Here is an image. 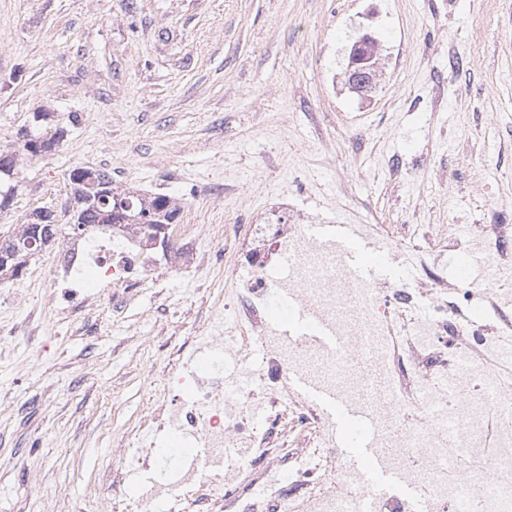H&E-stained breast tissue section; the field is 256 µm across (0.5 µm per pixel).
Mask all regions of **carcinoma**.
Listing matches in <instances>:
<instances>
[{"mask_svg":"<svg viewBox=\"0 0 512 512\" xmlns=\"http://www.w3.org/2000/svg\"><path fill=\"white\" fill-rule=\"evenodd\" d=\"M85 169L76 168L70 173L74 199L77 204L76 221L70 225L71 235L81 236L102 227V214L112 213V221L125 220L129 224H171L176 220L178 208L166 195L146 197L132 192L120 191L113 186L112 177L104 171L93 170L102 187L92 195H83L79 184ZM28 235V225H21L19 234L0 240V250L6 251L8 266L19 272L28 257L35 253L19 244Z\"/></svg>","mask_w":512,"mask_h":512,"instance_id":"1","label":"carcinoma"}]
</instances>
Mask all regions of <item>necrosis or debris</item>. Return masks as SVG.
<instances>
[{
	"mask_svg": "<svg viewBox=\"0 0 512 512\" xmlns=\"http://www.w3.org/2000/svg\"><path fill=\"white\" fill-rule=\"evenodd\" d=\"M268 207L280 218L194 251L198 267L221 262L233 277L223 319L205 317L191 331L208 375L189 395L173 369L155 387L145 423L123 436L121 466L161 476L139 494L115 495L116 512H340L367 494L345 471L326 416L291 383L300 371L371 416L378 447L420 487L424 512H512V224L476 225L469 246L487 254L494 278L467 286L448 272L454 225L364 224L415 251L419 280L413 290L369 288L308 235L288 197ZM62 250L52 283L82 281L91 269L120 298L157 266L180 264L174 248L122 222L107 241L70 237ZM475 296L497 322H467ZM284 297L328 321L343 345L280 336L271 313ZM167 433L193 455L156 457Z\"/></svg>",
	"mask_w": 512,
	"mask_h": 512,
	"instance_id": "obj_1",
	"label": "necrosis or debris"
}]
</instances>
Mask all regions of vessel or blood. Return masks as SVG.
Wrapping results in <instances>:
<instances>
[{"label":"vessel or blood","instance_id":"obj_1","mask_svg":"<svg viewBox=\"0 0 512 512\" xmlns=\"http://www.w3.org/2000/svg\"><path fill=\"white\" fill-rule=\"evenodd\" d=\"M308 233L335 247L347 270L360 284L368 286L388 277L392 266L383 246L371 241L356 224H312ZM279 332L301 337L322 346H337L341 336L326 322L304 314L293 303L282 302L273 313ZM297 388L328 417L336 433V450L350 473L377 492L404 486L411 504H418L420 492L403 483L399 472L390 468L376 446L372 424L360 407L337 394L294 376Z\"/></svg>","mask_w":512,"mask_h":512}]
</instances>
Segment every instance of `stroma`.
<instances>
[{"label": "stroma", "mask_w": 512, "mask_h": 512, "mask_svg": "<svg viewBox=\"0 0 512 512\" xmlns=\"http://www.w3.org/2000/svg\"><path fill=\"white\" fill-rule=\"evenodd\" d=\"M408 44L349 91L346 36ZM456 46L459 68L448 65ZM0 237L45 209L67 238L76 168L165 194L178 225L250 223L276 194L315 215L512 224V0H0ZM400 176L390 180V166ZM57 247L0 278V512H112L121 436L227 269L158 270L120 308L94 273L47 284Z\"/></svg>", "instance_id": "stroma-1"}]
</instances>
